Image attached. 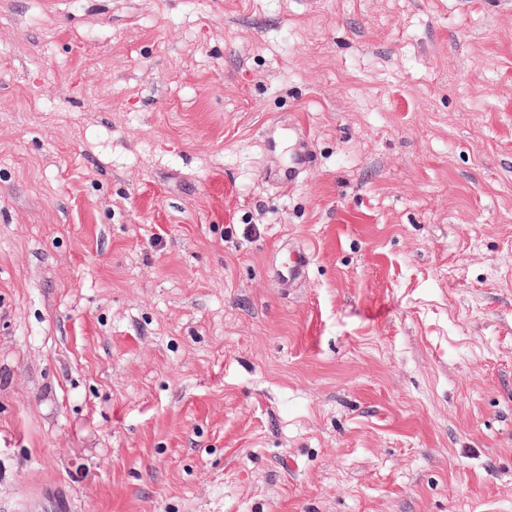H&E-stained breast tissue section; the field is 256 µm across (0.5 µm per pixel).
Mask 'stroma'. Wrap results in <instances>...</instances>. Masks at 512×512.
<instances>
[{
  "label": "stroma",
  "mask_w": 512,
  "mask_h": 512,
  "mask_svg": "<svg viewBox=\"0 0 512 512\" xmlns=\"http://www.w3.org/2000/svg\"><path fill=\"white\" fill-rule=\"evenodd\" d=\"M0 512H512V0H0Z\"/></svg>",
  "instance_id": "35a3bbf8"
}]
</instances>
